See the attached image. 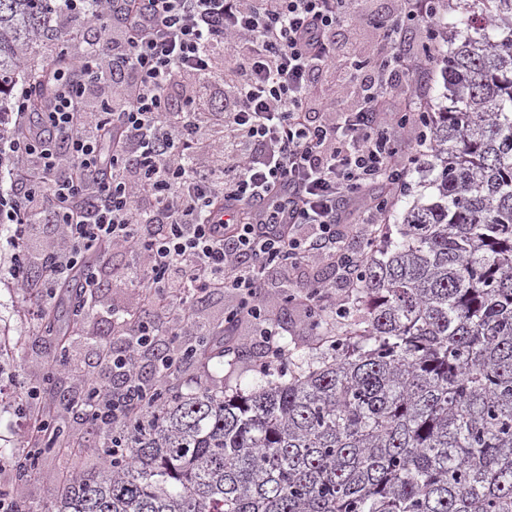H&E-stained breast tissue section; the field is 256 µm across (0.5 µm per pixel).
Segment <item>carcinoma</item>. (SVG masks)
<instances>
[{"label": "carcinoma", "instance_id": "carcinoma-1", "mask_svg": "<svg viewBox=\"0 0 512 512\" xmlns=\"http://www.w3.org/2000/svg\"><path fill=\"white\" fill-rule=\"evenodd\" d=\"M60 0H0V130L25 77L22 54L49 35ZM436 111L418 190L367 245L342 322L323 313L324 350L262 369L233 390L187 393L181 369L138 391L143 412L92 429L96 472H67L48 512H512V0H456L440 12ZM69 47L38 70L67 72ZM100 300L82 275L63 283L39 326L63 356ZM205 327L186 356L202 364L268 356ZM162 398L160 408L153 399ZM86 394L57 390L29 439L71 445L58 413ZM16 478L35 475L25 449Z\"/></svg>", "mask_w": 512, "mask_h": 512}]
</instances>
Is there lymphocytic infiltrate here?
Instances as JSON below:
<instances>
[{
	"label": "lymphocytic infiltrate",
	"instance_id": "lymphocytic-infiltrate-1",
	"mask_svg": "<svg viewBox=\"0 0 512 512\" xmlns=\"http://www.w3.org/2000/svg\"><path fill=\"white\" fill-rule=\"evenodd\" d=\"M95 35L72 57L75 75L58 82L52 107L31 113L29 88L17 97L19 130L0 138V157L19 187L10 202L8 274L30 285L24 238L38 212H50L67 243L46 254L40 321L60 284L83 275L96 288L87 254L120 245L150 256L128 276L145 304L172 317L170 333L192 336L193 298L224 291L237 299L229 318L260 321L270 353H284L280 332L264 318L267 266L290 269L322 257L336 281L353 283L351 239L368 237L386 202L402 193L411 149L424 132L415 116V72L431 60L429 42L412 56L388 52L354 61L360 106L335 111L317 102L321 72L336 62V37L350 0H80ZM439 0H400L383 43L424 25L435 34ZM232 47V60L220 53ZM194 78L183 84L184 75ZM224 86V109L210 111L205 88ZM112 88L106 109L83 106L87 89ZM230 128L218 141L202 122ZM213 162L200 166V155ZM289 184L288 222L269 203ZM336 281L314 283L321 309L336 300Z\"/></svg>",
	"mask_w": 512,
	"mask_h": 512
}]
</instances>
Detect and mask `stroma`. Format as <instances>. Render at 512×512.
I'll return each mask as SVG.
<instances>
[{
  "label": "stroma",
  "instance_id": "stroma-1",
  "mask_svg": "<svg viewBox=\"0 0 512 512\" xmlns=\"http://www.w3.org/2000/svg\"><path fill=\"white\" fill-rule=\"evenodd\" d=\"M356 7L362 17L361 22L345 29L336 39V64L324 70L316 88L317 97L337 111L347 112L358 105L357 89L350 81L345 69L351 58L372 57L380 50L377 30L371 25V17L385 15L395 7L394 0H358ZM54 36L41 39L28 51L26 59L39 66L50 65L58 51V34L70 31L71 47H79L81 40L89 38L90 32L78 23L68 22L65 17H56ZM13 251L6 242L0 241V341L12 346L11 363L16 370L14 382L0 386V448L11 449L23 444L28 424L32 416L42 407L39 400H32L24 412H17V395L27 388L45 389L48 379L61 382L66 388L76 390L85 373L92 372L101 384L112 381L109 370L98 361V349L107 343L115 342L109 309L120 310L123 314H135L141 319L156 320V313L144 305L139 293L132 288L125 271L130 265L148 264L147 254L133 255L115 247L109 250L108 260L102 263L100 275L109 285L104 294L100 312L87 319L83 335L73 337L68 355L64 361H54L52 353L42 343L36 327L28 318V302L25 292L15 288L5 272L12 263ZM334 271L331 261L324 260L305 267L303 275L293 280H284L279 269H271L267 278L274 288L268 298V310L272 319L281 324V331L295 358H302L315 344V338L308 327L303 306L285 303L275 288L287 284L291 293L300 295L305 284L313 279H321ZM210 377L227 388L249 390L262 382V376L254 364L241 363L235 366L209 362H188L181 374L183 390L193 389L200 379ZM100 459L92 451L82 448H63L40 457L35 477L25 484H17L9 466L0 467V490L21 497L31 503L48 501L51 489L58 475L66 471H92L98 468Z\"/></svg>",
  "mask_w": 512,
  "mask_h": 512
}]
</instances>
